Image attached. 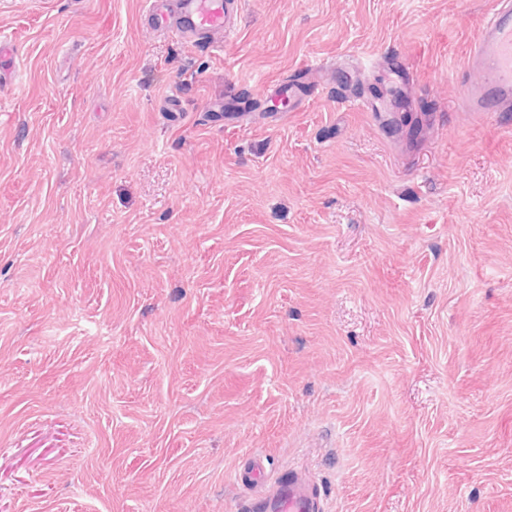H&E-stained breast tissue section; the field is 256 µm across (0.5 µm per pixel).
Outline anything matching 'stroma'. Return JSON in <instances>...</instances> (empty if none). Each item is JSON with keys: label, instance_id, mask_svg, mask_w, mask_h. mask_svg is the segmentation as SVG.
<instances>
[{"label": "stroma", "instance_id": "35a3bbf8", "mask_svg": "<svg viewBox=\"0 0 512 512\" xmlns=\"http://www.w3.org/2000/svg\"><path fill=\"white\" fill-rule=\"evenodd\" d=\"M144 0H0V512H512V115L458 111L492 0H242L223 50ZM342 55L418 113L326 88ZM387 72L391 77L392 88L397 96L398 101L410 103L412 86L415 83L413 76L408 72L406 73L401 65L392 64ZM301 70V77L278 82L253 98L255 102L252 112H301L314 98L318 88L328 82L334 67L305 66ZM270 101L284 103L287 109H269L266 104ZM241 485L248 493L241 499V512H321L322 505L312 477L302 470L265 474L258 459H253ZM262 477L254 489L251 475Z\"/></svg>", "mask_w": 512, "mask_h": 512}]
</instances>
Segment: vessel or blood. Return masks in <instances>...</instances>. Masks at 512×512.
Segmentation results:
<instances>
[{
	"label": "vessel or blood",
	"mask_w": 512,
	"mask_h": 512,
	"mask_svg": "<svg viewBox=\"0 0 512 512\" xmlns=\"http://www.w3.org/2000/svg\"><path fill=\"white\" fill-rule=\"evenodd\" d=\"M155 31L184 45L205 43L219 49L233 34L238 17L237 0H148L145 11ZM465 70L480 74L466 84L460 105L468 112H512V0H494L492 9L475 35L464 63ZM332 73L329 67H303L296 79L276 83L256 96L254 109L266 111L268 102L285 104L288 111H302ZM398 101L410 102L414 78L401 65L388 70ZM241 485L246 494L240 512H321L322 505L312 477L293 469L266 475L260 461H252Z\"/></svg>",
	"instance_id": "b4317fda"
}]
</instances>
